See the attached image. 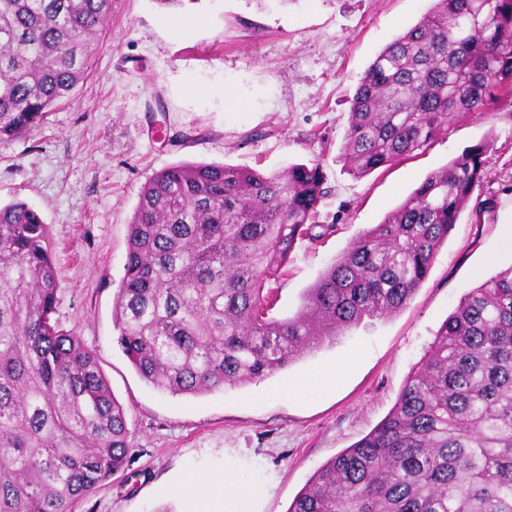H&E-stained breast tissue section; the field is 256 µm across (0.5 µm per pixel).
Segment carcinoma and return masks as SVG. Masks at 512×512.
I'll return each mask as SVG.
<instances>
[{
  "mask_svg": "<svg viewBox=\"0 0 512 512\" xmlns=\"http://www.w3.org/2000/svg\"><path fill=\"white\" fill-rule=\"evenodd\" d=\"M112 0H0V141L40 126L84 81ZM512 96V0H435L375 57L351 100L344 164L367 175L441 127ZM485 140L367 228L270 315L276 279L326 195L317 164L282 173L169 166L143 186L113 303L116 343L146 383L201 395L254 383L403 309L486 178ZM321 231H316V228ZM50 229L0 206V512H77L131 465L126 413L96 354L56 317ZM288 512H512V267L439 327L388 416L328 460Z\"/></svg>",
  "mask_w": 512,
  "mask_h": 512,
  "instance_id": "cac0c4a2",
  "label": "carcinoma"
}]
</instances>
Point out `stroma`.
<instances>
[{"mask_svg":"<svg viewBox=\"0 0 512 512\" xmlns=\"http://www.w3.org/2000/svg\"><path fill=\"white\" fill-rule=\"evenodd\" d=\"M433 0H198L201 26L174 32L155 0H112L89 73L37 129L0 142V203L22 200L49 224L57 316L96 353L123 405L134 462L78 512H210L207 496L171 493L189 475L233 470L254 512H287L328 460L379 425L461 299L512 266V97L468 114L417 155L357 178L341 155L349 101L378 53ZM492 140L482 215L464 211L411 302L363 323L284 373L244 388L171 395L143 381L113 341L112 309L128 226L144 184L178 163L263 173L320 165L316 223L331 235L297 243L276 286L294 315L330 262L380 223L426 176ZM352 367L319 395L286 397L283 378Z\"/></svg>","mask_w":512,"mask_h":512,"instance_id":"1","label":"stroma"}]
</instances>
